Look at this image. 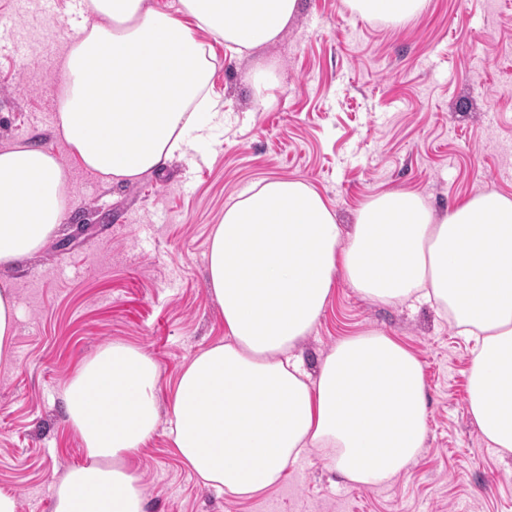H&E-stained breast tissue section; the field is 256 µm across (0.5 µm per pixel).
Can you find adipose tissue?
Returning <instances> with one entry per match:
<instances>
[{
  "label": "adipose tissue",
  "mask_w": 512,
  "mask_h": 512,
  "mask_svg": "<svg viewBox=\"0 0 512 512\" xmlns=\"http://www.w3.org/2000/svg\"><path fill=\"white\" fill-rule=\"evenodd\" d=\"M368 18L401 21L426 0H348ZM101 17L60 54V136L107 181L160 168L205 141L220 119L203 97L212 67L203 28L235 53L273 41L298 0H88ZM66 168L50 150L0 149V266L41 249L62 224ZM381 304L425 302L474 338L468 406L481 437L512 454V198L483 192L436 215L411 190L381 192L343 232L306 183L271 178L225 207L208 245L207 283L225 337L176 378L170 443L206 485L266 493L309 448L362 486L390 482L427 434L423 367L401 341L368 330L339 340L316 371L296 343L323 311L336 276ZM158 364L109 344L85 360L63 402L85 465L55 486L54 512H144L128 461L159 420Z\"/></svg>",
  "instance_id": "ef3b65f1"
}]
</instances>
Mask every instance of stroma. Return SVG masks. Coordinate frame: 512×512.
I'll list each match as a JSON object with an SVG mask.
<instances>
[{"label":"stroma","instance_id":"stroma-1","mask_svg":"<svg viewBox=\"0 0 512 512\" xmlns=\"http://www.w3.org/2000/svg\"><path fill=\"white\" fill-rule=\"evenodd\" d=\"M70 0H0V148L51 150L73 201L29 261L0 268L19 318L0 361V489L18 512H53V484L87 462L62 391L104 345L142 348L160 366V423L132 458L144 512H512V455L491 448L468 412L471 342L427 304L384 305L336 277L331 300L295 347L317 366L340 339L378 330L424 367L427 436L384 486L347 482L310 449L284 481L243 499L204 486L167 436L174 382L224 337L206 286L208 240L224 208L271 177L316 189L337 221L384 190L417 192L444 214L469 196L512 197V0H429L393 25L345 0H301L275 41L237 56L204 30L209 94L223 107L207 143L136 179L86 171L56 131L58 58L72 39ZM270 72L267 86L254 71Z\"/></svg>","mask_w":512,"mask_h":512}]
</instances>
